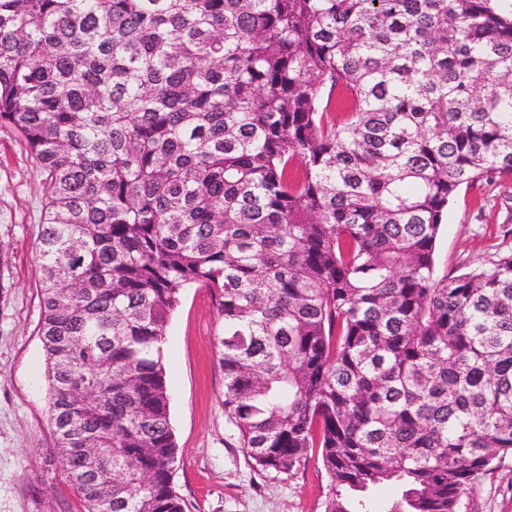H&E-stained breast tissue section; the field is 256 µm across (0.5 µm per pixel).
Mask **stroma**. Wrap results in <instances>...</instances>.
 I'll use <instances>...</instances> for the list:
<instances>
[{
	"label": "stroma",
	"instance_id": "stroma-1",
	"mask_svg": "<svg viewBox=\"0 0 512 512\" xmlns=\"http://www.w3.org/2000/svg\"><path fill=\"white\" fill-rule=\"evenodd\" d=\"M43 170L9 126H0V512H83L51 465L37 237L45 204ZM512 250V175L462 188L435 246L438 275L489 266ZM215 293L185 289L163 344L173 430L174 485L188 512H324L330 479L308 454L289 473L261 470L224 412V372ZM460 512H512V458L481 474Z\"/></svg>",
	"mask_w": 512,
	"mask_h": 512
}]
</instances>
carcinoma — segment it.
Returning <instances> with one entry per match:
<instances>
[{"label": "carcinoma", "instance_id": "obj_1", "mask_svg": "<svg viewBox=\"0 0 512 512\" xmlns=\"http://www.w3.org/2000/svg\"><path fill=\"white\" fill-rule=\"evenodd\" d=\"M0 123L47 173L50 453L84 512H187L162 344L194 284L242 448L318 453L324 512H459L512 458V251L434 261L450 200L512 173V0H0Z\"/></svg>", "mask_w": 512, "mask_h": 512}]
</instances>
